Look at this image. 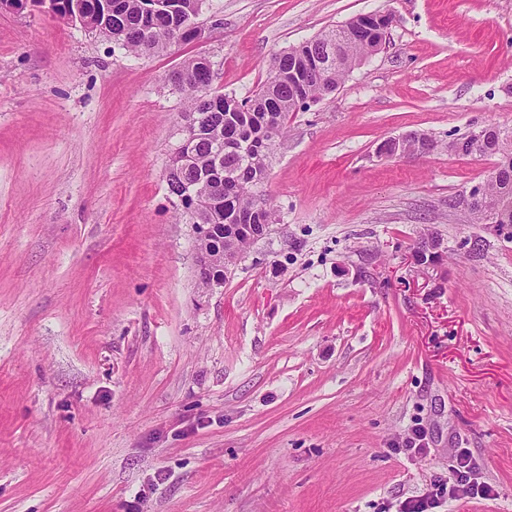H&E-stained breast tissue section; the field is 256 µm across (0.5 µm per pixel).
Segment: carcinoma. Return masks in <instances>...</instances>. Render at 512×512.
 I'll list each match as a JSON object with an SVG mask.
<instances>
[{
    "label": "carcinoma",
    "instance_id": "cac0c4a2",
    "mask_svg": "<svg viewBox=\"0 0 512 512\" xmlns=\"http://www.w3.org/2000/svg\"><path fill=\"white\" fill-rule=\"evenodd\" d=\"M168 11L155 16L147 15L146 0H58V14H79L85 27L104 28L109 37L122 48L136 54H157L167 51L175 37L180 42L192 41L191 31L196 24L199 5L203 0H168ZM343 37L340 26L324 31L314 38L294 47L305 57L321 50L328 43ZM371 43L364 38L344 43L342 58L335 67V85L368 55ZM274 65L284 75L276 82L269 73L265 83L252 94L239 97L234 93H219L213 89L214 63L205 56L186 60L180 70L186 78L175 83L178 71L168 74V83L180 92L185 101V113L208 116V126L197 135L193 147L192 165L178 175L166 179L170 195L176 197L182 214L192 217L196 209V197L186 193L191 185L205 192L210 177L215 173L212 152L213 140L224 139V144L234 150L224 153V168L236 172V179L224 199L217 223L224 225V232L201 239V246L215 254H222L224 240L235 241L237 251L243 253L254 243V234L260 232L262 223L240 224L236 214L249 211L255 195V158L261 154L271 157L286 133L288 113L299 105L317 102L332 94L334 89L311 79L295 76L294 58L284 50L274 58ZM389 156L420 154L432 146V138L420 132L407 134L402 139L386 142ZM474 157H487L506 167L498 174V180L484 184L489 197H505L512 202V132H500L499 138L484 146L471 149Z\"/></svg>",
    "mask_w": 512,
    "mask_h": 512
}]
</instances>
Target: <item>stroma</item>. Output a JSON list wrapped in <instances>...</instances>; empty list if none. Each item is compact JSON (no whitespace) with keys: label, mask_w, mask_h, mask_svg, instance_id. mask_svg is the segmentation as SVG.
Segmentation results:
<instances>
[{"label":"stroma","mask_w":512,"mask_h":512,"mask_svg":"<svg viewBox=\"0 0 512 512\" xmlns=\"http://www.w3.org/2000/svg\"><path fill=\"white\" fill-rule=\"evenodd\" d=\"M375 11L381 49L288 115L271 234L201 287L166 74L206 56L245 97ZM199 21L137 56L0 10V512H400L464 451L493 494L436 512H512V226L450 206L491 163L375 153L512 128V0H205ZM425 233L443 263L415 260ZM343 38V32L340 29V25H336L335 27L324 31L314 38L299 44L296 47H292V50L302 54L304 57H308L311 59L312 54L321 50L324 45L327 43H334L337 39ZM386 145V151L391 157L405 153L420 154L432 146V138L425 133L413 132L402 139H390Z\"/></svg>","instance_id":"stroma-1"}]
</instances>
